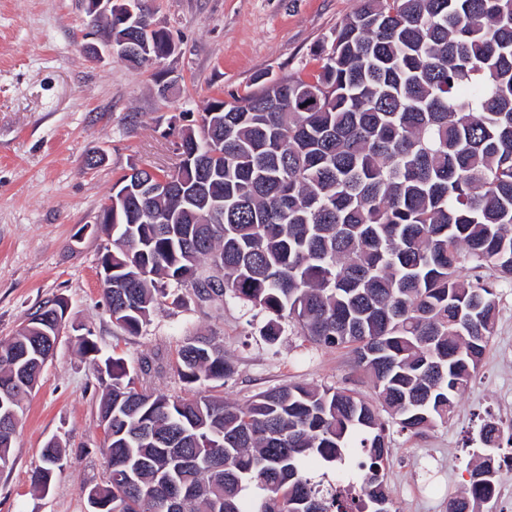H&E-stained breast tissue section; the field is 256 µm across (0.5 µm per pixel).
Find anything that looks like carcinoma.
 I'll return each mask as SVG.
<instances>
[{"label": "carcinoma", "instance_id": "carcinoma-1", "mask_svg": "<svg viewBox=\"0 0 512 512\" xmlns=\"http://www.w3.org/2000/svg\"><path fill=\"white\" fill-rule=\"evenodd\" d=\"M317 69L272 89L210 101L181 131L175 169L132 165L133 187L100 261L112 322L141 332L165 282L203 302L227 298L264 315L275 344L289 324L323 348H349L379 403L335 386L293 383L244 405L197 392L143 389L120 357L97 365L99 421L112 424L94 486L100 512H390L389 431L448 422L494 330L496 285L512 282V0H359L316 55ZM174 183L161 199L136 188ZM224 199V218L211 215ZM31 314L0 341V471L13 465L23 400L49 350ZM175 367L190 385L228 382L214 336L182 339ZM387 417H382V414ZM503 430L480 432L484 459L448 512H476L500 479ZM359 486L312 481L305 462L346 465ZM66 460L47 445L38 490Z\"/></svg>", "mask_w": 512, "mask_h": 512}]
</instances>
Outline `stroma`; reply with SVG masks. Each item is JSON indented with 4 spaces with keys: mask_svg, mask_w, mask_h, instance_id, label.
I'll list each match as a JSON object with an SVG mask.
<instances>
[{
    "mask_svg": "<svg viewBox=\"0 0 512 512\" xmlns=\"http://www.w3.org/2000/svg\"><path fill=\"white\" fill-rule=\"evenodd\" d=\"M176 45L157 68H136L89 53L82 0H0V341L11 338L44 302L67 303L70 331L60 336L25 404L13 440L12 468L0 471V512H89L83 487L103 483L96 367L77 345L90 330L103 354L125 358L143 388L177 398L174 369L189 333H215L235 361L227 383L206 393L239 404L288 383L376 394L346 349L320 348L286 329L278 342L259 336L262 316L226 300L200 302L171 287L142 333L112 322L99 278L106 238L95 217L131 165L169 169L182 127L208 101L255 89L267 77L316 70L315 55L357 0H139ZM102 160L95 168L85 161ZM494 331L448 423L420 436L391 433L385 483L392 512H446L482 452L485 419L512 426V283H500ZM67 465L47 494L31 476L48 441Z\"/></svg>",
    "mask_w": 512,
    "mask_h": 512,
    "instance_id": "obj_1",
    "label": "stroma"
}]
</instances>
